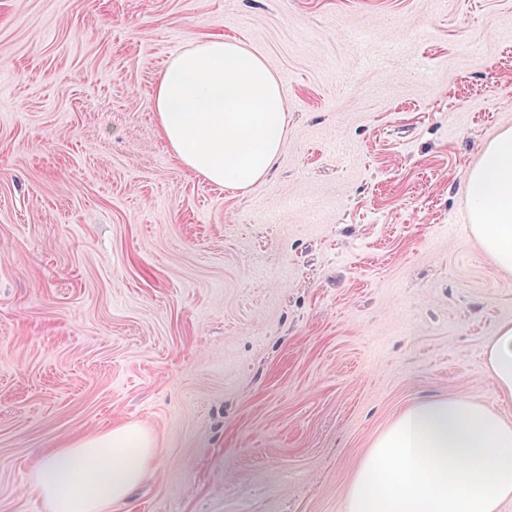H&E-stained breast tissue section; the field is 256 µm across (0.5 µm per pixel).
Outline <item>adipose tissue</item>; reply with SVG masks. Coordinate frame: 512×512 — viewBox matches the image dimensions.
Listing matches in <instances>:
<instances>
[{
  "label": "adipose tissue",
  "instance_id": "1",
  "mask_svg": "<svg viewBox=\"0 0 512 512\" xmlns=\"http://www.w3.org/2000/svg\"><path fill=\"white\" fill-rule=\"evenodd\" d=\"M162 139L189 171L243 190L266 178L284 145L282 86L238 42L204 39L173 56L155 94ZM471 230L512 272V127L471 171ZM488 374L512 403V322L488 349ZM154 440L120 425L51 449L34 480L51 512H114L154 461ZM512 497V421L462 398L409 403L376 438L348 491L349 512H497Z\"/></svg>",
  "mask_w": 512,
  "mask_h": 512
}]
</instances>
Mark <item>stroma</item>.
Returning a JSON list of instances; mask_svg holds the SVG:
<instances>
[{
	"label": "stroma",
	"mask_w": 512,
	"mask_h": 512,
	"mask_svg": "<svg viewBox=\"0 0 512 512\" xmlns=\"http://www.w3.org/2000/svg\"><path fill=\"white\" fill-rule=\"evenodd\" d=\"M242 43L287 128L246 190L159 135L167 62ZM512 126V0H0V512L135 424L122 512H347L417 400L498 403L512 273L459 223ZM488 374L500 402H512V322L502 323L487 353Z\"/></svg>",
	"instance_id": "stroma-1"
}]
</instances>
